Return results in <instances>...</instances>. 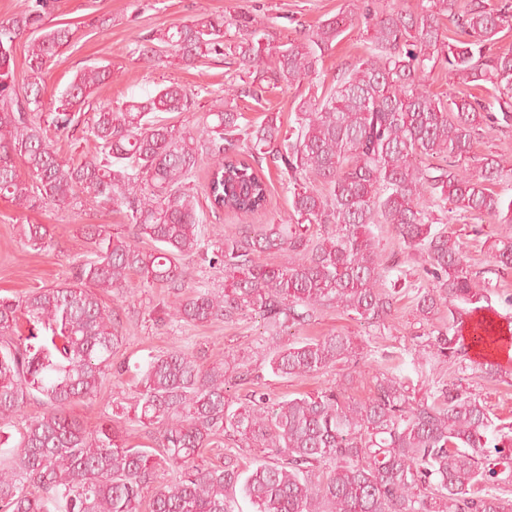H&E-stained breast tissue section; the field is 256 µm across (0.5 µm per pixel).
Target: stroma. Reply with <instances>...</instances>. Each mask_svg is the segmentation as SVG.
<instances>
[{
	"instance_id": "obj_1",
	"label": "stroma",
	"mask_w": 512,
	"mask_h": 512,
	"mask_svg": "<svg viewBox=\"0 0 512 512\" xmlns=\"http://www.w3.org/2000/svg\"><path fill=\"white\" fill-rule=\"evenodd\" d=\"M357 0H54L46 23L52 27L71 28L73 36L65 45L43 79L47 94L63 90L74 74L94 65L112 68V79L91 95L87 112L99 106H119L130 96L144 97L157 87L177 83L195 90V109L170 114L171 123L195 127L209 110L223 107L224 89L244 80L245 73L232 57L204 58L187 67L172 59L146 63L133 55L137 36L165 29L199 14H221L228 21V34H235V20L242 14L255 17L259 28L269 31L274 40L284 43L298 37L301 29H313L340 12L352 10ZM106 24H99V17ZM366 32L354 24L332 45L318 66L319 81L333 85L336 74L346 64L356 62L366 53ZM308 93L307 85L282 86L256 101L238 99V110L250 122L262 121L264 115L277 113L283 124H294L297 105ZM23 224L47 225L50 240L46 248L26 246L19 234ZM89 224L108 225L111 232L126 237L135 229L124 210L100 202L85 192H78L71 204H48L33 210L18 208L10 199L0 197V297L18 298L36 288H55L72 281L78 264L92 259V246L86 238ZM449 231L468 241V255L474 272L493 266L490 243L503 231L501 225L486 221L480 236H472L471 224L451 222ZM172 297L168 288H141L131 297L102 294L105 305L120 314L124 342L112 360L99 394L73 403L69 414L87 429H94L106 416L129 408L134 403L132 378L137 367L150 357L172 350L193 352L202 367H210L224 357L225 350L245 352L253 368L263 369L270 352L262 320L247 315L233 323L221 320L204 324L170 323L163 306ZM422 325L417 323L409 298H402L384 327L361 326L347 314L327 309L318 313L307 331H294V339L304 335L323 336L343 332L361 339L373 359L387 355L402 358L400 375L413 376L412 361L424 356L420 339ZM353 364L336 367L302 379L263 377L264 388L277 396H298L344 381L352 374ZM448 379L464 378L465 384L485 400L491 417L512 423V362L495 381L484 379L472 360L451 366Z\"/></svg>"
}]
</instances>
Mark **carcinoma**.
Wrapping results in <instances>:
<instances>
[{
    "mask_svg": "<svg viewBox=\"0 0 512 512\" xmlns=\"http://www.w3.org/2000/svg\"><path fill=\"white\" fill-rule=\"evenodd\" d=\"M52 0H22L0 23V196L20 209L64 203L80 190L126 209L145 249L102 225L90 226L94 258L75 279L0 299V512H512L501 495L512 484V424H495L481 398L455 382L432 380L418 395L398 365L387 359L373 376L365 400L339 385L293 398H275L258 387L260 375L245 356L224 352V362L202 370L184 351L151 357L135 377L136 420L159 435L162 452L129 444L109 416L89 431L67 407L101 389L105 371L123 344L116 312L95 289L122 295L137 287H167L177 296L165 306L175 322L233 323L261 316L275 348L273 375L306 378L353 357L348 336L330 333L278 343L284 331L301 329L324 309L336 308L369 326L393 316L402 292L413 293L417 316L431 328L429 358L418 370L434 372L469 355L473 343H497L487 289L467 261L466 242L446 225L469 217L512 224V197L493 190L502 177L497 156L474 152L482 132L512 126V47L492 56L486 46L512 30V0H423L408 12L397 3L372 17L368 0L317 28L276 45L244 16L235 38L226 22L202 14L134 42L147 62L165 48L184 65L201 58H235L249 81L225 93L259 99L266 89L299 84L318 74L332 43L356 19L366 24L368 52L340 69L336 85L298 104L285 127L270 113L253 125L229 101L204 114L201 125L177 128L162 112H192L195 94L178 83L118 107L102 105L86 121L89 155L64 159L47 135L81 122L93 91L112 79L107 65L77 72L42 118L43 74L72 32L48 29ZM453 34L445 35L441 17ZM30 35L27 80L16 87V42ZM446 64L449 98L426 85L429 66ZM489 82L495 103L467 87ZM270 161L288 176L291 214L281 224L247 225L224 233V247L204 257L224 269V293L184 287L181 260L205 245L203 220L189 188L202 163L210 165L209 210L255 215L268 204L269 185L256 164ZM25 172H20L18 164ZM387 224L407 254L424 264L406 287L389 280L397 264L384 258L373 229ZM318 227L316 234L308 228ZM34 249L45 247L43 224L20 225ZM498 274L512 269V235L493 245ZM266 253H285L264 265ZM482 377L503 373L492 358L477 362ZM255 387L248 401L227 395L228 380ZM46 411L22 418L27 401ZM24 420L19 439L10 428ZM270 455L246 465L235 454L201 464L204 448L223 440ZM170 465L180 474L157 484Z\"/></svg>",
    "mask_w": 512,
    "mask_h": 512,
    "instance_id": "cac0c4a2",
    "label": "carcinoma"
}]
</instances>
